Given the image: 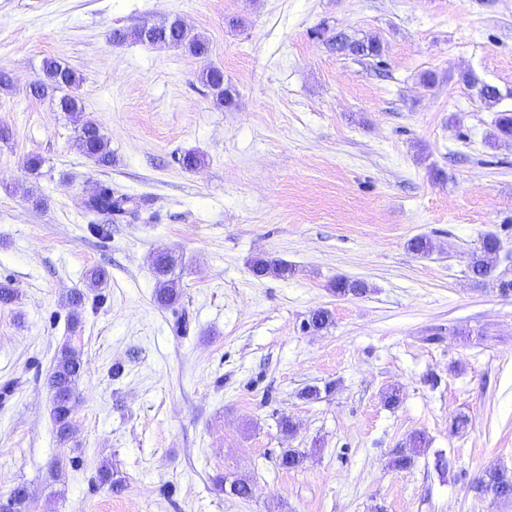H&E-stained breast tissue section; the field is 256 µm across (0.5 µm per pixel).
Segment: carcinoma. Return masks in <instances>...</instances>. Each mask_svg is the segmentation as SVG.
<instances>
[{"instance_id": "carcinoma-1", "label": "carcinoma", "mask_w": 512, "mask_h": 512, "mask_svg": "<svg viewBox=\"0 0 512 512\" xmlns=\"http://www.w3.org/2000/svg\"><path fill=\"white\" fill-rule=\"evenodd\" d=\"M131 38L137 42L150 41L184 50L195 57H206L209 54V43L201 35L192 32L173 20L160 23L143 36L141 31L131 32ZM329 42L340 53L355 57H368L381 55V46L375 39L351 40L344 33L338 32L329 38ZM43 78L35 85L34 93L43 96L48 92L64 91L59 98L60 111L69 114L79 122L75 146L85 157L93 160L101 167L112 166V149L108 139L101 132L98 124L90 119L83 118V101L79 89L82 79L67 64L54 59L44 60L42 66ZM201 79L213 94L215 104L219 107L229 108L235 103V93L231 88L224 86V72L215 66H209L202 71ZM464 85L477 90L478 95L486 103L492 105L500 97V90L480 80L474 73L462 75ZM491 142L512 141V113L502 112L498 115L493 129L489 133ZM131 201L127 196H116L108 184L99 185L95 194L85 202L86 210L95 215L112 217L127 212L126 205ZM499 248V239L495 235L483 238L480 250L471 254L468 267L473 277L479 281L494 278V268L488 264L490 254ZM179 264L178 257L171 253L158 254L152 261V269L156 279L154 301L161 307H172L181 297L179 281L175 278V269ZM252 273L260 276L274 273L286 277L292 273V267L282 261L255 258L249 264ZM108 274L100 266H95L86 272V289L76 290L69 297V306L72 308L71 329L80 324L79 311L84 308L88 298L87 291H96L107 282ZM336 293L340 295H361L366 292L364 284L347 279H338L333 284ZM85 372L81 352L69 342H64L58 349L53 364L44 378V385L50 397V418L56 438L67 442L72 437V414L79 397L78 386ZM278 465L284 469H296L303 465L305 454L297 448H282L277 455ZM98 479L107 484L114 493L122 492L125 487V477L110 464H103L98 468ZM214 485L219 490H229V493L241 499L251 497L252 490L243 480L231 483L224 482V478L215 479ZM480 489L491 493L498 499H512V472L499 469L489 472L480 482ZM32 492L25 484H19L15 490L6 496L0 495V512H30Z\"/></svg>"}]
</instances>
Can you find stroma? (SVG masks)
<instances>
[{
    "instance_id": "stroma-1",
    "label": "stroma",
    "mask_w": 512,
    "mask_h": 512,
    "mask_svg": "<svg viewBox=\"0 0 512 512\" xmlns=\"http://www.w3.org/2000/svg\"><path fill=\"white\" fill-rule=\"evenodd\" d=\"M174 17L208 57L112 40ZM340 31L377 38L380 56L337 54ZM48 57L81 77L111 167L77 151L58 93L31 94ZM210 65L233 107L201 82ZM0 70V281L21 293L0 307V495L27 484L34 512H512L478 488L512 470V293L468 270L492 233L512 281V142L487 139L512 112V0H0ZM465 71L502 100L482 101ZM101 183L139 204L105 241L83 210ZM416 236L434 252L408 251ZM163 251L183 260L169 309L153 301ZM256 257L295 273L254 277ZM93 266L109 272L105 300L69 332ZM339 278L366 294H336ZM321 308L331 325L306 329ZM66 341L85 373L63 445L43 382ZM309 385L319 399L301 398ZM413 434L424 449L392 467ZM284 448L302 468L277 466ZM105 462L122 493L98 482ZM218 476L246 480L250 499Z\"/></svg>"
}]
</instances>
